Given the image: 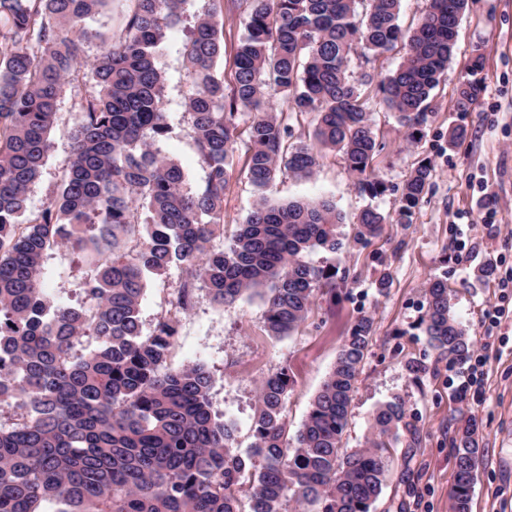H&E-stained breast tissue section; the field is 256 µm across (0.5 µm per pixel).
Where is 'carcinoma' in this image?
Listing matches in <instances>:
<instances>
[{
	"instance_id": "obj_1",
	"label": "carcinoma",
	"mask_w": 512,
	"mask_h": 512,
	"mask_svg": "<svg viewBox=\"0 0 512 512\" xmlns=\"http://www.w3.org/2000/svg\"><path fill=\"white\" fill-rule=\"evenodd\" d=\"M106 0H0V512H285L288 499L314 512H371L385 480L384 453L412 433L398 396L372 414L363 448L345 451L356 385L374 321L359 317L315 396L302 427L288 435L283 410L288 369L258 387L254 441L236 445L235 427L217 419L211 377L202 363L166 369L177 315L203 289L219 305L261 297L274 337L307 317L314 292L336 288V267L307 255L338 251L342 217L327 199L272 204L261 194L287 171L311 178L319 150L342 153L372 198L387 185L373 174L382 150L366 101L348 76L353 56L404 46L397 69L379 81L382 101L400 126L418 130L451 61L466 0H428L418 27L399 22L401 0H246L245 33L235 52L234 82L213 73L221 53L214 15L198 17L185 47L193 77L187 114L207 167L202 185L184 189L185 173L154 154L164 135L162 74L155 48L185 0H132L125 36L105 43L92 72L99 91L79 112L73 151L54 197L28 210L30 187L50 152L57 98L78 72L86 20ZM477 84L460 88L468 111ZM288 98L295 115H315V145L286 146L292 126L270 101ZM250 113L247 178L260 192L253 209L224 235V192L237 138L236 119ZM423 160L405 179L395 215L373 207L357 219L355 240L408 224L431 179ZM94 257L84 300L53 303L42 287L47 251L59 245ZM179 269L188 275L145 336L141 302L150 281ZM421 325L450 363L470 355L448 284L424 289ZM91 344L76 349L80 338ZM456 479L452 512H472L481 455L474 425L452 440Z\"/></svg>"
}]
</instances>
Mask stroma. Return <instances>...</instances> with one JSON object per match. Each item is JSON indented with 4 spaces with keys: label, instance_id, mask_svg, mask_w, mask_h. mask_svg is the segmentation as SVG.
I'll use <instances>...</instances> for the list:
<instances>
[{
    "label": "stroma",
    "instance_id": "stroma-1",
    "mask_svg": "<svg viewBox=\"0 0 512 512\" xmlns=\"http://www.w3.org/2000/svg\"><path fill=\"white\" fill-rule=\"evenodd\" d=\"M130 8V0H108L86 22L91 36L82 42L78 77L64 87L57 101L51 150L29 193L31 211L46 205L71 158L80 105L96 90L91 66L100 53L99 38L119 39ZM211 10L224 45L214 73L225 87H232L235 49L245 32L244 0H223L217 8L212 0H186L157 48L168 129L153 148L182 167L191 189L203 183L206 166L186 114L191 77L184 52L197 17ZM401 56L395 50L369 61L352 58L350 74L356 81L367 74L377 80L394 71ZM477 56L482 59L477 95L470 110L461 112L456 108L457 91L469 80V66ZM376 80L364 84L362 91L383 146L373 171L387 185V192L374 199L359 193L356 176L340 154L329 150L324 151L312 179L280 174L266 191L273 202L323 197L335 203L344 218L337 228L342 247L333 254L316 251L309 256L315 265L336 266L335 295H316L306 321L291 335L276 338L267 331L266 307L260 298L246 296L223 308L205 292H198L193 307L177 321L167 365L173 370L198 362L206 366L212 378V407L222 419L234 423L238 445L245 449L253 441L260 380L287 368L294 386L284 415L289 431H297L352 324L359 316H371L373 338L344 443L360 447L369 433L372 411L397 395L406 401L407 419L419 440L412 448L391 449L386 484L372 512H451L452 440L469 419L477 424L482 448L472 512H512V301L500 303L497 288L498 278L512 275V0H467L455 54L433 93L432 113L421 139L408 141L406 130L382 104ZM458 126L465 127L466 134L451 140L450 133ZM247 127L246 120H239V139L224 193L228 236L245 221L256 199L245 168ZM424 159L433 164L432 177L411 223L385 225L368 244L355 242L353 224L358 213L370 204L386 213L394 211L404 179ZM484 189L496 202L497 213L490 224L479 201ZM462 224L470 227L469 243L459 253L454 240ZM488 263L496 266L494 279L478 280V269ZM86 268V256L70 247L49 250L44 263L48 296L57 303L80 302ZM384 275L391 286L381 291L377 283ZM184 278L182 271L174 269L151 281L141 304L144 333L153 331ZM432 278L447 282L453 309L472 348L483 349L487 356V378L478 394L458 391L463 364L438 357L423 332V285ZM498 304L506 308L502 323L494 336H485L484 315ZM411 361L422 364L424 373H411L407 367Z\"/></svg>",
    "mask_w": 512,
    "mask_h": 512
}]
</instances>
